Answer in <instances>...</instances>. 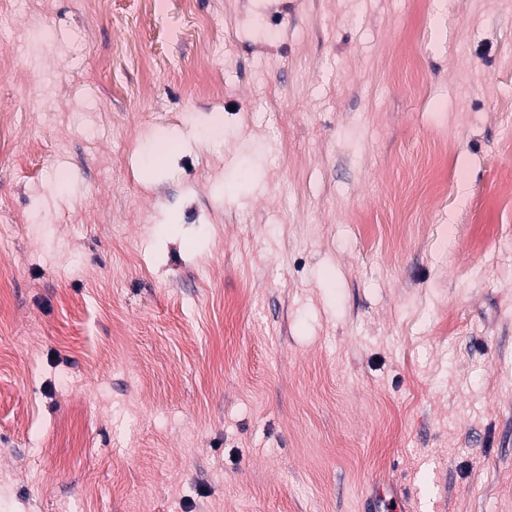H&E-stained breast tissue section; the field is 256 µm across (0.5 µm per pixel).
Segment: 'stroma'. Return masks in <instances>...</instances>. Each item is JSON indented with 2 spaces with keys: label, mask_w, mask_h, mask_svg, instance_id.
<instances>
[{
  "label": "stroma",
  "mask_w": 512,
  "mask_h": 512,
  "mask_svg": "<svg viewBox=\"0 0 512 512\" xmlns=\"http://www.w3.org/2000/svg\"><path fill=\"white\" fill-rule=\"evenodd\" d=\"M1 36L0 512H512V0Z\"/></svg>",
  "instance_id": "obj_1"
}]
</instances>
